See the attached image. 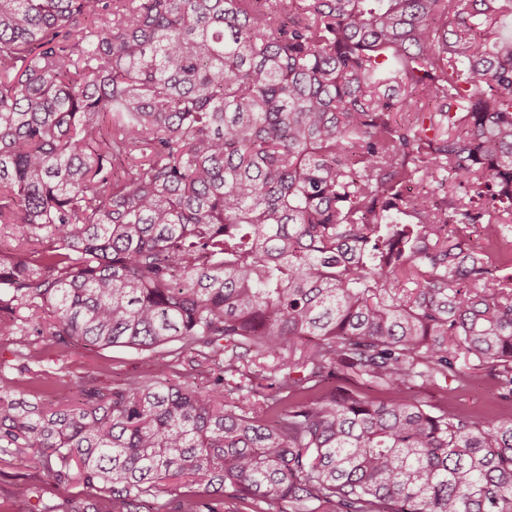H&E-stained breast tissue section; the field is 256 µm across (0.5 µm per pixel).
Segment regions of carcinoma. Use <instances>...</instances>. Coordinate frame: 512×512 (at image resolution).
<instances>
[{
  "mask_svg": "<svg viewBox=\"0 0 512 512\" xmlns=\"http://www.w3.org/2000/svg\"><path fill=\"white\" fill-rule=\"evenodd\" d=\"M510 16L0 0V336L180 343L48 402L0 362V454L86 491L47 512H512V419L413 394L463 358L512 401ZM305 341L275 393L236 381Z\"/></svg>",
  "mask_w": 512,
  "mask_h": 512,
  "instance_id": "carcinoma-1",
  "label": "carcinoma"
}]
</instances>
